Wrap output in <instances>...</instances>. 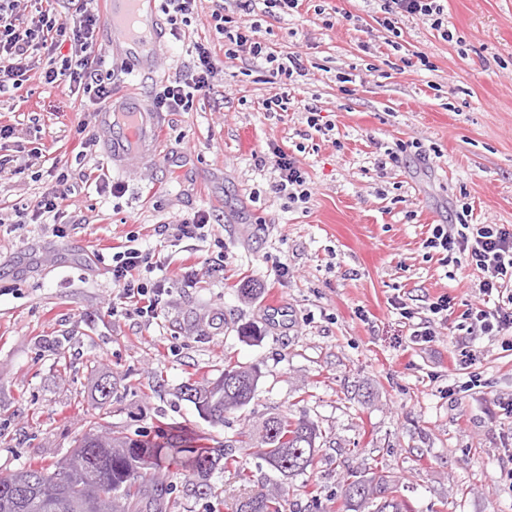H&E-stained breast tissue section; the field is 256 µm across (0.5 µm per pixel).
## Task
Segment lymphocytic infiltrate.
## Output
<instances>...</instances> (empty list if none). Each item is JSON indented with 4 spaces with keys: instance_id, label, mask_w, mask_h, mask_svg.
Listing matches in <instances>:
<instances>
[{
    "instance_id": "1",
    "label": "lymphocytic infiltrate",
    "mask_w": 512,
    "mask_h": 512,
    "mask_svg": "<svg viewBox=\"0 0 512 512\" xmlns=\"http://www.w3.org/2000/svg\"><path fill=\"white\" fill-rule=\"evenodd\" d=\"M19 0H0V93L21 89L33 70H40L45 83L61 87L70 95L88 98L105 109L112 104V75L102 72L99 55V32L103 16L91 0H65L68 14L59 17L54 0H45L34 16L18 13ZM243 20L234 22L223 9L212 13L214 29L228 42L223 54H216L210 43L194 44V64L184 75L166 80L151 96L156 112H187L195 98L209 97L212 81L218 72L220 56L234 57L245 53L273 63L277 75L293 81L304 76L301 53L276 57L256 36L255 25L246 21L255 9L269 17L298 11L304 0H235ZM274 166L279 172L277 191L289 200L308 201L311 192L304 172L296 160L277 149ZM426 248L442 255L447 263H466L478 271L484 295H497L491 308L467 307L459 315L461 346H469L477 337L500 340L512 348V293L505 286L512 282L511 224H437L425 240ZM112 281L118 288L112 313H134L145 320L157 317L158 305L166 292L154 272L159 265L151 253L126 247L112 256Z\"/></svg>"
}]
</instances>
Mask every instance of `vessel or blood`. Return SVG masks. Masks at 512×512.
Here are the masks:
<instances>
[{
	"instance_id": "vessel-or-blood-1",
	"label": "vessel or blood",
	"mask_w": 512,
	"mask_h": 512,
	"mask_svg": "<svg viewBox=\"0 0 512 512\" xmlns=\"http://www.w3.org/2000/svg\"><path fill=\"white\" fill-rule=\"evenodd\" d=\"M102 2L112 45H129L134 58L151 62L163 37L152 14V0ZM160 121V113L151 111L148 102L138 96L127 97L119 110L102 113L101 125L111 132L108 148L113 162L122 163L136 153L154 155L155 132Z\"/></svg>"
}]
</instances>
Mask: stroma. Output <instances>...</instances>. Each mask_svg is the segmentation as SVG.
<instances>
[{
  "label": "stroma",
  "mask_w": 512,
  "mask_h": 512,
  "mask_svg": "<svg viewBox=\"0 0 512 512\" xmlns=\"http://www.w3.org/2000/svg\"><path fill=\"white\" fill-rule=\"evenodd\" d=\"M333 3L332 15L251 14L275 55L302 53L305 76L273 77L244 53L225 59L209 98L165 113L154 160L114 168L96 105L38 75L0 95V125L17 129L0 141L15 167L0 174V474L58 468L105 411L131 434L176 425L233 441L251 479L216 471V512L276 480L288 512H336L352 472L390 476L411 512H512V416L498 406L512 398V351L472 342L486 386L463 390L456 324L433 321L429 306L443 294L480 308L488 298L477 272L423 246L434 224L512 225V0H441L438 28L388 18L386 0ZM213 9L200 0L177 23L151 74L103 51L113 100L148 96L188 70L195 42L224 52ZM277 95L286 110L264 111ZM309 104L329 133L308 126ZM82 136L97 144L79 159ZM276 148L306 172L308 202L275 192ZM34 149L46 157L35 170ZM56 157L71 177L94 176L65 201L63 238L13 212L56 187ZM197 211L211 216L204 237L159 233ZM129 242L158 255L170 283L150 322L111 316L112 276L89 260ZM421 319L436 333L423 345L411 339ZM246 325L258 338L240 335ZM230 361L261 376L251 403L215 426L180 389L216 382ZM104 377L114 393L101 409ZM284 412L322 432L313 467L287 481L256 456L259 425Z\"/></svg>",
  "instance_id": "obj_1"
}]
</instances>
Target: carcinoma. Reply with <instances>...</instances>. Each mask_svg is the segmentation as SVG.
<instances>
[{
	"label": "carcinoma",
	"mask_w": 512,
	"mask_h": 512,
	"mask_svg": "<svg viewBox=\"0 0 512 512\" xmlns=\"http://www.w3.org/2000/svg\"><path fill=\"white\" fill-rule=\"evenodd\" d=\"M233 373L244 380L245 393L231 406L224 400L203 389L184 387L188 400L208 411L209 421L224 424V415L240 410L254 398L259 380L254 365L227 366L224 374ZM260 448L257 458L267 463L284 477L298 476L313 465L319 427L312 421L295 419L288 414L271 416L262 422ZM69 457L79 458V465L65 474L59 470L28 466L13 473L0 474V512H48V502L41 498L44 485L59 490L55 512H67L64 503L69 500H86L90 512H170L172 486L153 476L146 478L145 470L160 467L165 456L181 455L193 480L189 492L201 499L216 498L218 493L210 483L212 474L220 469L233 467L244 475L236 460L233 445L220 442L208 446L198 442L185 428L157 430L152 439L133 438L98 421L93 427L74 440ZM301 449L295 462L282 469L283 450ZM23 485L28 495L22 501L11 496L13 486ZM339 498L351 512H408L409 506L398 494L397 484L383 476L366 477L362 474L348 476L341 485ZM250 510L245 511L235 503L234 512H287L283 488L278 483H268L250 496Z\"/></svg>",
	"instance_id": "cac0c4a2"
}]
</instances>
